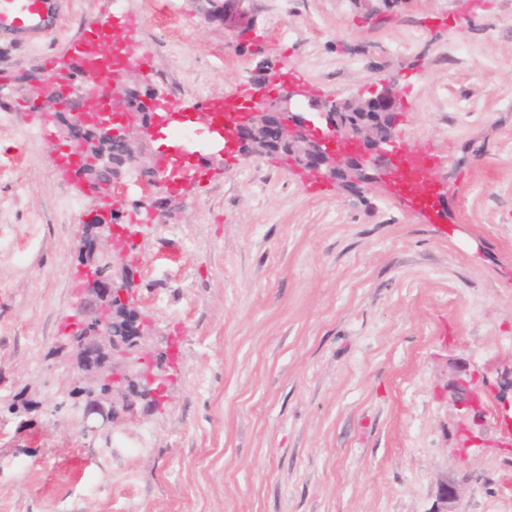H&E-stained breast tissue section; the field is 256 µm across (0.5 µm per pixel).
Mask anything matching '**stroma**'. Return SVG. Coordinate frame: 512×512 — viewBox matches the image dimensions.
Instances as JSON below:
<instances>
[{
	"label": "stroma",
	"instance_id": "obj_1",
	"mask_svg": "<svg viewBox=\"0 0 512 512\" xmlns=\"http://www.w3.org/2000/svg\"><path fill=\"white\" fill-rule=\"evenodd\" d=\"M124 0L144 20L143 87L197 104L271 64L323 96L395 77L402 139L428 140L448 216L388 185L347 190L227 156L182 183L128 258L168 401L85 434L60 350L93 205L58 172L41 114L0 91V512H512V0ZM58 28L0 34V79L62 66L113 0H52ZM471 375L476 442L449 392Z\"/></svg>",
	"mask_w": 512,
	"mask_h": 512
}]
</instances>
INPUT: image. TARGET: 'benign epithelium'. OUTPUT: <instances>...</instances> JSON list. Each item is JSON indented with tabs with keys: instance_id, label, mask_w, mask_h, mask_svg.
Returning <instances> with one entry per match:
<instances>
[{
	"instance_id": "1",
	"label": "benign epithelium",
	"mask_w": 512,
	"mask_h": 512,
	"mask_svg": "<svg viewBox=\"0 0 512 512\" xmlns=\"http://www.w3.org/2000/svg\"><path fill=\"white\" fill-rule=\"evenodd\" d=\"M208 18L239 28L237 8L209 12ZM112 97L130 102L136 83L121 79L108 86ZM12 92L52 107L58 136L69 138L73 125L97 123L101 138L120 139L128 148L126 168L103 183L83 179L95 199H106L93 206L82 221L78 247V273L82 288L66 316L63 347L75 359L76 378L85 396L82 408L84 430L96 432L120 419L134 403L125 385L137 383L156 403L167 397L166 377L152 360L148 345L151 326L136 316L125 336H117L109 323L118 309L136 310V297L131 288V264L127 249L134 245L139 231L132 224H117L118 212L112 202V182L125 175L151 173L157 188L158 203L152 208V223L164 224L171 202L168 176L158 172L154 157L147 152L154 125L143 123L132 112L115 116L101 113L93 116L89 108L82 112H59L64 100L61 83L38 68L25 71L14 82ZM399 100L396 79L381 83V89L367 99L335 96L320 98L304 89L261 98L256 102L242 126L230 135L227 151L246 158L281 156L292 166L334 181L346 188L359 190L373 183L392 184L393 150L398 144L397 114ZM276 126L284 149H275L266 132ZM74 147L87 162L112 169V159L97 153L98 141L76 143ZM455 401L473 429H482L485 409L473 393L470 381L458 378L454 383ZM459 485L453 480L441 482L438 505L433 512H454Z\"/></svg>"
}]
</instances>
